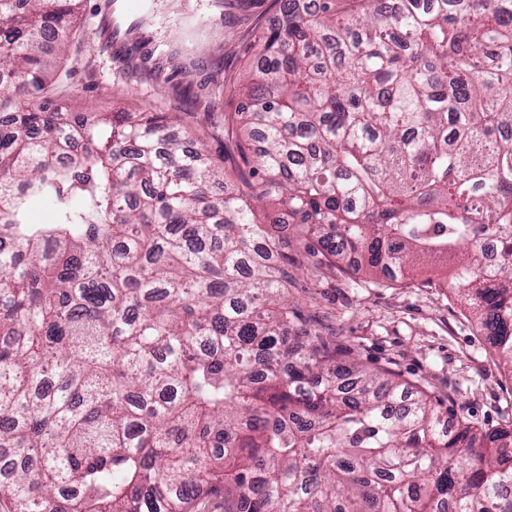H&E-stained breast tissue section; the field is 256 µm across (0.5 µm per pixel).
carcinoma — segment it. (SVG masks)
Returning a JSON list of instances; mask_svg holds the SVG:
<instances>
[{
	"instance_id": "obj_1",
	"label": "carcinoma",
	"mask_w": 512,
	"mask_h": 512,
	"mask_svg": "<svg viewBox=\"0 0 512 512\" xmlns=\"http://www.w3.org/2000/svg\"><path fill=\"white\" fill-rule=\"evenodd\" d=\"M313 2L260 38L228 184L177 114L47 104L83 0H0V512H512V423L288 299L309 256L441 263L512 369V0Z\"/></svg>"
}]
</instances>
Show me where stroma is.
Returning <instances> with one entry per match:
<instances>
[{
  "instance_id": "obj_1",
  "label": "stroma",
  "mask_w": 512,
  "mask_h": 512,
  "mask_svg": "<svg viewBox=\"0 0 512 512\" xmlns=\"http://www.w3.org/2000/svg\"><path fill=\"white\" fill-rule=\"evenodd\" d=\"M84 0L50 99L73 112H177L176 133L224 162V117L235 112L263 30L280 0ZM289 297L318 315L364 362L423 385L473 423L512 421V371L493 353L441 265L400 282L351 267L299 274Z\"/></svg>"
}]
</instances>
